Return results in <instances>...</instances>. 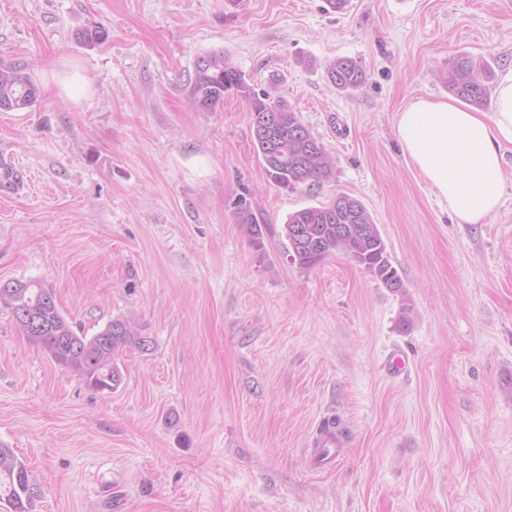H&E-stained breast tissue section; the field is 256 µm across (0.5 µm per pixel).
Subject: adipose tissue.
Returning <instances> with one entry per match:
<instances>
[{"label": "adipose tissue", "instance_id": "adipose-tissue-1", "mask_svg": "<svg viewBox=\"0 0 512 512\" xmlns=\"http://www.w3.org/2000/svg\"><path fill=\"white\" fill-rule=\"evenodd\" d=\"M396 136L459 223H481L501 205L504 155L512 146V65L499 76L494 112L454 97L419 98L398 112Z\"/></svg>", "mask_w": 512, "mask_h": 512}]
</instances>
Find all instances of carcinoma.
I'll use <instances>...</instances> for the list:
<instances>
[{"label": "carcinoma", "mask_w": 512, "mask_h": 512, "mask_svg": "<svg viewBox=\"0 0 512 512\" xmlns=\"http://www.w3.org/2000/svg\"><path fill=\"white\" fill-rule=\"evenodd\" d=\"M329 81L347 91L362 85L366 73L358 61L338 58L327 70ZM448 90L483 108L488 103L489 87L485 84L484 67L468 57L456 58L448 69ZM234 92L250 103V114H271L268 126H251V132L264 172L276 185L296 190L301 186H318L332 174V162L325 149H316L319 141L301 122L296 112L283 100L269 94H254L244 74L224 57L213 52L197 58L190 87V102L200 111L216 112L224 106V94ZM38 89L26 67L20 63H0V112H20L35 106ZM237 223L259 238L264 225L258 223L251 204L243 197L235 203ZM373 219L358 199L338 194L321 206L306 207L288 216L283 226L286 240L294 228L304 227L320 235L318 251L288 250L293 263L311 268L340 252L370 273L376 280L401 281L392 266L382 236H336L338 224H371ZM0 302L17 313L29 314L33 328L22 329L25 336L40 346L57 364L83 377L98 392L105 391L106 378L116 387L122 379L117 356L127 346L146 349L147 338L138 335L131 323L123 319L109 321L92 336L74 329L72 322L59 309L52 289L36 281H14L12 288H0ZM25 465L10 448H0V502L11 512H32L38 497Z\"/></svg>", "instance_id": "carcinoma-1"}]
</instances>
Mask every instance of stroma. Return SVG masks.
Listing matches in <instances>:
<instances>
[{"instance_id":"obj_1","label":"stroma","mask_w":512,"mask_h":512,"mask_svg":"<svg viewBox=\"0 0 512 512\" xmlns=\"http://www.w3.org/2000/svg\"><path fill=\"white\" fill-rule=\"evenodd\" d=\"M94 26L103 43L77 40ZM212 52L294 108L329 180L268 181L240 95L192 107ZM459 56L493 79L512 65V0H0V60L40 91L0 112L22 177L0 187V282L52 288L86 335L130 317L150 340L101 394L0 303V445L33 512H512V152L503 206L462 224L394 132L411 101L448 97ZM339 58L362 86L329 81ZM340 193L385 239L409 331L402 297L344 254L287 255L289 214ZM242 195L262 238L234 219ZM331 412L348 444L314 472L303 450ZM329 81L339 90L347 91L362 85L366 73L358 61L351 58H339L327 70Z\"/></svg>"}]
</instances>
